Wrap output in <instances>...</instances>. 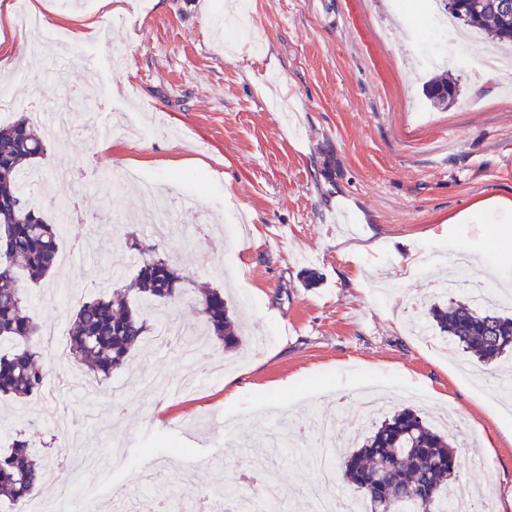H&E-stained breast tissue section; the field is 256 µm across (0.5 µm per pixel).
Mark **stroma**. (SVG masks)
<instances>
[{
	"instance_id": "1",
	"label": "stroma",
	"mask_w": 512,
	"mask_h": 512,
	"mask_svg": "<svg viewBox=\"0 0 512 512\" xmlns=\"http://www.w3.org/2000/svg\"><path fill=\"white\" fill-rule=\"evenodd\" d=\"M54 39L20 41L0 76L14 103L4 124L41 114L67 138L36 164L65 172L81 220L64 224L56 268L30 286L41 328L68 325L80 297L102 294L114 270L132 276L141 257L129 233L154 246L199 284L223 290L244 340L226 352L204 337L209 357L230 363L232 383L206 378L205 362L150 340L112 376L110 391L62 385L51 367L35 396L0 400V448L17 428L31 438L58 490L85 491L92 512L114 496L137 498L142 469L160 464L167 512H186L187 482L208 483L213 460L249 512L243 477L272 435L290 441L273 463L287 490L285 512H312L317 474L302 456L324 449L321 434L294 440L317 412L340 413L347 443L378 414L417 407L431 424L451 415V434L470 448L458 494L492 499L512 484V440L502 431L512 360L483 364L435 348L414 331L431 288L447 274L488 281L506 250L496 215L481 224L452 218L474 202L512 198V80L478 61L420 71L429 39L425 0H122L106 39L72 42L67 31L99 0H27ZM442 75L459 94L430 106L424 83ZM195 206L176 211L183 193ZM321 280L305 287L306 268ZM232 403H225L227 392ZM112 451V462L78 472L72 449Z\"/></svg>"
}]
</instances>
